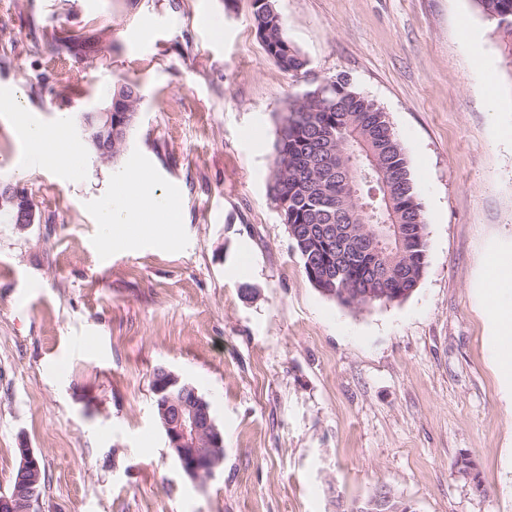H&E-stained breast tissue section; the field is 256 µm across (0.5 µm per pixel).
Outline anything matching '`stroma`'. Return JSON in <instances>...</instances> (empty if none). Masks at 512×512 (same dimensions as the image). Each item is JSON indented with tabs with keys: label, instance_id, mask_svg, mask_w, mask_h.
<instances>
[{
	"label": "stroma",
	"instance_id": "stroma-1",
	"mask_svg": "<svg viewBox=\"0 0 512 512\" xmlns=\"http://www.w3.org/2000/svg\"><path fill=\"white\" fill-rule=\"evenodd\" d=\"M310 61L267 56L252 0H0V491L28 447L33 512H348L380 484L415 512H512V384L479 288L512 252V56L473 0H274ZM95 60L60 56L89 26ZM344 74L387 112L428 224L406 300L351 310L308 281L271 201L277 114ZM132 82L125 152L31 155L18 113L82 142L77 112ZM173 197V242L113 246L114 176ZM166 367L210 402L224 465L200 485L154 411ZM473 461L474 488L456 465ZM59 49L67 52H75L83 55L86 59H96L106 49L104 30H91L79 41L59 40ZM10 182H0V211L3 212L9 221L16 224V213L18 209L17 224H32L35 220V207L24 190L19 187L10 188ZM10 188V191H9ZM12 194V196L10 195ZM13 199V201H12ZM16 207L14 206V204Z\"/></svg>",
	"mask_w": 512,
	"mask_h": 512
}]
</instances>
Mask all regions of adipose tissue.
Returning <instances> with one entry per match:
<instances>
[{
    "label": "adipose tissue",
    "instance_id": "1",
    "mask_svg": "<svg viewBox=\"0 0 512 512\" xmlns=\"http://www.w3.org/2000/svg\"><path fill=\"white\" fill-rule=\"evenodd\" d=\"M146 181V174L136 168L115 176V199L101 216L102 223L118 229L112 237L113 244L128 243L126 228L137 223L140 213H149L158 221L174 207L173 199L147 191ZM482 297L487 317L496 328V369L503 378L512 379V255L495 256L483 279Z\"/></svg>",
    "mask_w": 512,
    "mask_h": 512
}]
</instances>
